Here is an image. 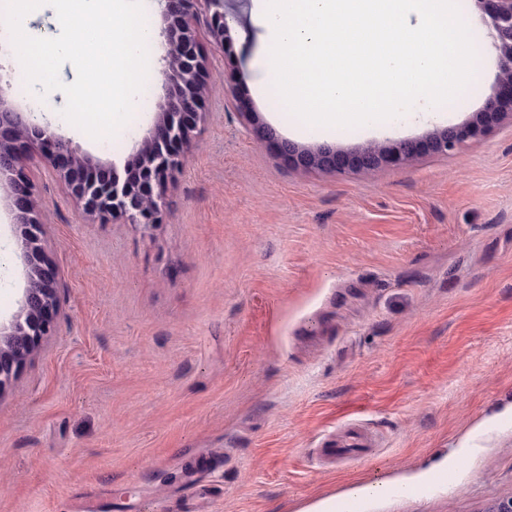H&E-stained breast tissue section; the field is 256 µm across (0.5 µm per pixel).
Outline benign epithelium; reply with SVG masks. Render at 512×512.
<instances>
[{
	"label": "benign epithelium",
	"instance_id": "7a95c632",
	"mask_svg": "<svg viewBox=\"0 0 512 512\" xmlns=\"http://www.w3.org/2000/svg\"><path fill=\"white\" fill-rule=\"evenodd\" d=\"M167 24L163 34L168 45L163 81L172 84L158 104L157 118L144 137L130 168L141 173L138 184L74 149L71 143L41 128L33 111L20 112L9 106L0 87V179L13 191L15 222L21 228V249L28 285L19 313L8 325L0 324V389L9 385L33 349L52 334L61 306L59 274L42 247L46 225L39 220L37 192L31 173L33 164L47 161L67 187L84 214L99 221L138 224L150 229L163 223L169 179L184 162L192 144L197 118L204 102L206 57L197 45V14L187 0H164ZM486 12L497 34L499 93L475 121L448 128L425 143L404 142L393 149L367 146L344 157L323 148L315 153L297 150L275 138L265 126L251 121L257 143L269 145L294 167L344 172L375 171L399 166L422 154L446 155L464 143L486 136L497 116L512 112V0H484ZM210 12L209 33L224 44L227 28L224 0H204Z\"/></svg>",
	"mask_w": 512,
	"mask_h": 512
}]
</instances>
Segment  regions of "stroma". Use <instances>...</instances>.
<instances>
[{
  "mask_svg": "<svg viewBox=\"0 0 512 512\" xmlns=\"http://www.w3.org/2000/svg\"><path fill=\"white\" fill-rule=\"evenodd\" d=\"M459 7L484 51L464 106L439 120L307 127L271 103L254 0H228L227 47L197 28L209 94L165 223L93 220L35 168L62 315L0 393V512H312L440 465L473 434L451 487L365 512L512 497V114L459 152L342 173L286 164L241 117L344 153L474 121L499 57L480 0ZM66 102L42 101L50 131L120 169L157 113L137 109L109 150L62 117ZM12 209L1 181L5 322L26 286ZM354 424L370 454L320 456Z\"/></svg>",
  "mask_w": 512,
  "mask_h": 512,
  "instance_id": "35a3bbf8",
  "label": "stroma"
}]
</instances>
